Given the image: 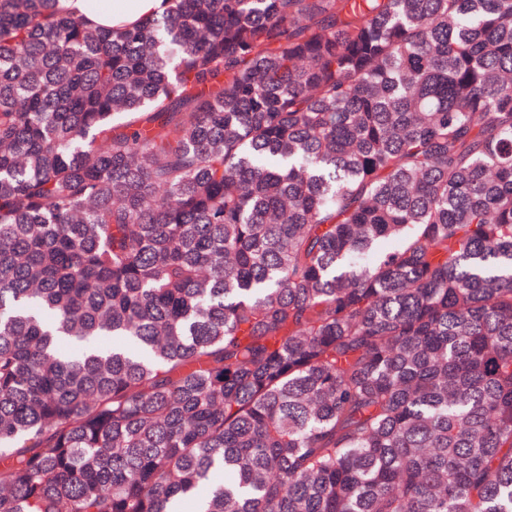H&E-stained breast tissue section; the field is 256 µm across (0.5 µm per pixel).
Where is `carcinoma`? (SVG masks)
I'll return each mask as SVG.
<instances>
[{
  "label": "carcinoma",
  "instance_id": "obj_1",
  "mask_svg": "<svg viewBox=\"0 0 512 512\" xmlns=\"http://www.w3.org/2000/svg\"><path fill=\"white\" fill-rule=\"evenodd\" d=\"M0 512H512V0H0ZM97 1L112 0H60L59 5L67 12L82 16L88 23L102 27L141 24L147 18L159 16L165 9L163 0H113L112 11H107L93 3ZM116 2L121 4L114 6Z\"/></svg>",
  "mask_w": 512,
  "mask_h": 512
}]
</instances>
